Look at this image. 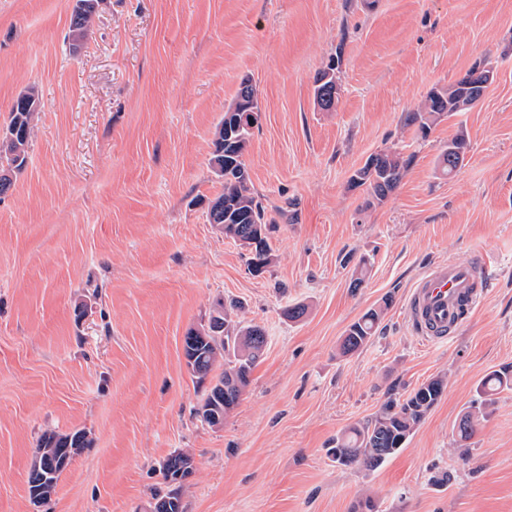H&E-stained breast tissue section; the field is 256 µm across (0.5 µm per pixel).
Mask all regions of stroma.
Instances as JSON below:
<instances>
[{
    "label": "stroma",
    "mask_w": 512,
    "mask_h": 512,
    "mask_svg": "<svg viewBox=\"0 0 512 512\" xmlns=\"http://www.w3.org/2000/svg\"><path fill=\"white\" fill-rule=\"evenodd\" d=\"M74 4L0 0V125L21 92L41 103L0 198V512H147L179 451L193 458L184 512H512V390L471 440L455 434L481 379L512 367V0H99L77 49ZM334 57L339 100L323 112L313 78ZM476 67L495 73L485 97L421 136L409 113ZM244 78L262 111L245 162L276 222L259 275L207 221L223 190L214 129ZM461 131L464 164L442 175ZM382 150L411 163L369 208L349 178ZM481 254L484 300L454 337L422 341L415 281ZM387 297L368 345L340 355ZM230 301L268 344L214 428L195 414L183 340ZM296 303L306 315L284 319ZM438 376L440 400L380 467L328 459L336 435ZM77 429L88 447L33 504L40 436ZM389 305V299H385L383 305L368 309L361 317L347 327L339 347L341 354L355 353L371 341Z\"/></svg>",
    "instance_id": "1"
}]
</instances>
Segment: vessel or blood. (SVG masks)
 Listing matches in <instances>:
<instances>
[{
	"instance_id": "vessel-or-blood-1",
	"label": "vessel or blood",
	"mask_w": 512,
	"mask_h": 512,
	"mask_svg": "<svg viewBox=\"0 0 512 512\" xmlns=\"http://www.w3.org/2000/svg\"><path fill=\"white\" fill-rule=\"evenodd\" d=\"M491 282V268L483 260L432 266L406 299L412 328L425 342L447 341L483 300Z\"/></svg>"
}]
</instances>
